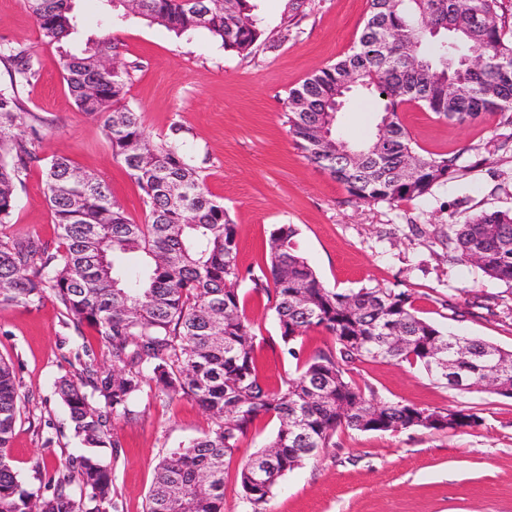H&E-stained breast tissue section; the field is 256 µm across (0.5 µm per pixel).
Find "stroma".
Masks as SVG:
<instances>
[{
    "label": "stroma",
    "mask_w": 512,
    "mask_h": 512,
    "mask_svg": "<svg viewBox=\"0 0 512 512\" xmlns=\"http://www.w3.org/2000/svg\"><path fill=\"white\" fill-rule=\"evenodd\" d=\"M367 0H299L288 39L272 37L250 55L224 50L204 33L175 38L131 15L114 28L121 62L138 61L127 103L142 112L148 132L173 128L193 149L213 197L237 226L242 270L266 266L269 233L277 224L298 229V248L320 280L340 292L376 286L412 294L418 314L449 332L476 336L512 350V291L472 265L452 264L441 232L460 216L512 210V125L489 119L459 125L417 104L400 118L412 141L429 153L462 152L473 169L433 198L368 205L297 148L284 102L315 70L356 44ZM0 41L26 48L39 69L28 108L47 120L39 127L41 154L64 155L103 177L134 221L145 217L142 192L112 151L98 119L73 105L58 52L41 44L22 0H0ZM10 235L53 241L56 228L39 168L19 185ZM258 337L256 355L269 388L293 375L266 295L246 293ZM0 357L12 361L25 403L10 460L25 487L43 483L36 462L68 467L79 446L55 392L58 378L84 362L108 364L106 347L87 326L68 325L53 297L37 308H0ZM349 376L381 402L438 411L470 410L479 426L461 431L412 427L398 432H338L333 447L288 472L264 512H512V398L483 388L458 390L423 368L366 358ZM135 420L113 423L122 448L112 462L118 512H144L159 460L212 426L191 398L140 396ZM263 417L257 433L224 466V512H250L238 473L242 460L276 433Z\"/></svg>",
    "instance_id": "stroma-1"
}]
</instances>
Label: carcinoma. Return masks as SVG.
I'll return each instance as SVG.
<instances>
[{
  "label": "carcinoma",
  "mask_w": 512,
  "mask_h": 512,
  "mask_svg": "<svg viewBox=\"0 0 512 512\" xmlns=\"http://www.w3.org/2000/svg\"><path fill=\"white\" fill-rule=\"evenodd\" d=\"M104 22L114 28L133 13L180 38L199 32L224 49L249 54L267 39L254 0H102ZM450 0H368L355 46L288 93L289 132L312 163L341 182L349 196L368 205L424 200L467 170L462 154L424 155L399 118L414 102L439 118L470 123L499 116L512 124V37L499 24V0H469L470 16L482 23L455 36L421 35L424 24L444 16ZM42 42L57 48L70 98L98 118L112 150L143 192L146 217L132 221L104 180L65 156L44 157L18 128L31 117L25 94L38 80L32 55L0 45V229L11 223L16 186L33 167L42 169L58 241L0 235V307L35 308L52 293L67 318L101 337L112 367L84 366L75 379L62 377L56 391L74 437L86 451L59 470L44 488L28 490L12 468L10 447L20 415L11 362L0 357V512H110L116 508L111 473L102 449L118 453L112 420L134 418L144 387L157 396L195 400L213 427L163 457L144 512H224V465L239 451L260 417L272 414L273 438L250 454L239 482L252 512H261L288 472L330 446L342 429L397 432L428 429L416 405L380 403L348 376L364 358L420 366L459 389H472L495 366L508 369L512 351L480 338L449 334L417 314L413 296L387 287L337 292L326 287L297 249L298 230L277 224L268 241L267 269L242 272L236 224L224 204L207 191L185 141L153 139L142 113L125 103L135 61L113 69L103 64L119 48L115 37H88L73 46L78 22L74 0H23ZM475 46L485 64L463 61ZM424 73L408 69L412 51ZM357 77L362 103L383 100L384 153H371L373 139L354 143L328 113L345 94L347 76ZM358 155L353 166L331 142ZM412 172L401 173L405 161ZM143 257L130 276L123 259ZM448 260L473 264L492 280L512 287V211H482L448 225ZM273 300L280 338L297 360L295 374L276 391L263 382L253 323L246 314L243 283ZM312 329L332 336L336 348L304 358L291 347ZM402 343L393 346L390 336ZM448 429L479 425V416L448 411Z\"/></svg>",
  "instance_id": "carcinoma-1"
}]
</instances>
